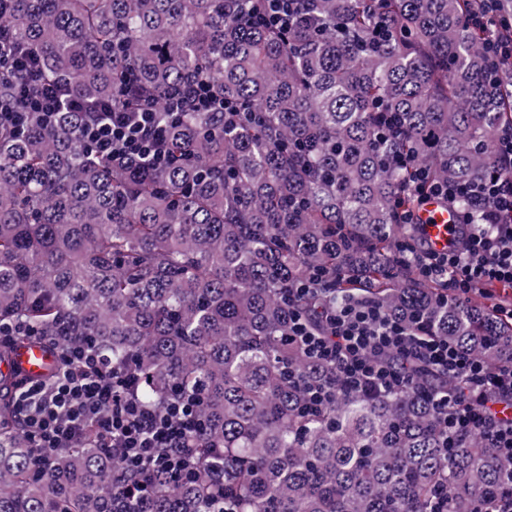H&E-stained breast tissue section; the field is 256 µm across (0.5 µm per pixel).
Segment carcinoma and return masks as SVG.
<instances>
[{
	"mask_svg": "<svg viewBox=\"0 0 512 512\" xmlns=\"http://www.w3.org/2000/svg\"><path fill=\"white\" fill-rule=\"evenodd\" d=\"M389 34L372 40L376 0H306L287 30L258 23L262 0H10L0 26L39 74L115 110L207 80L246 113L171 118L173 159L119 166L82 141L81 113L0 128V324L41 336L60 323L129 364L156 408L198 397L197 465L144 487L117 481L118 457L82 444L38 456L0 398V512H447L503 491L476 434L445 443L425 369L401 393L306 386L334 369L288 344L292 283L324 270L300 303L368 298L422 336L492 364L512 362V323L420 279L397 206H418L410 153L440 180L491 177L489 146L512 101L481 80L471 0H381ZM402 118L385 139L376 107ZM224 460V485L212 463Z\"/></svg>",
	"mask_w": 512,
	"mask_h": 512,
	"instance_id": "cac0c4a2",
	"label": "carcinoma"
}]
</instances>
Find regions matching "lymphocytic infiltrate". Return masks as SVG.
I'll list each match as a JSON object with an SVG mask.
<instances>
[{"instance_id":"1","label":"lymphocytic infiltrate","mask_w":512,"mask_h":512,"mask_svg":"<svg viewBox=\"0 0 512 512\" xmlns=\"http://www.w3.org/2000/svg\"><path fill=\"white\" fill-rule=\"evenodd\" d=\"M503 9V0H475L468 16L486 60L482 78L500 98L512 97V21L499 23ZM32 62L31 55L17 53L0 34V72L23 75L15 86L14 105L0 107V125L24 126L34 113L48 126L59 113L79 112L82 139L96 156L120 163L146 160L156 167L169 163L170 144L155 104L135 112L114 111L111 103L47 87ZM165 108L171 114L189 108L221 112L225 105L202 80L170 95ZM490 158L497 176L468 185L432 178L408 154L392 156L393 165L415 168L419 199L435 196L457 208L464 228L460 244L443 252L423 248L412 259L421 277L448 285L461 298L480 288L512 291V180L507 177L512 171V124L496 128ZM464 195L471 204L467 210L457 206ZM476 213L482 223H474ZM319 281L314 274L288 291L294 309L292 337L305 354L335 364L339 384L354 394L397 392L416 364L428 366L450 384L434 402L439 420L450 434H479L502 461L505 484L512 485V419L494 410L496 404L512 403V364L492 365L447 340L412 333L367 299L326 306L324 328L316 330L297 306ZM70 331L66 324L46 339L61 359L55 376L22 383L12 395L32 447L41 454L62 453L92 434L97 447L117 451L123 472L138 475L142 483L159 475L183 477L191 467L185 436L199 427L195 400L175 394L164 409H156L141 396L132 370L115 369L96 347L71 343Z\"/></svg>"}]
</instances>
